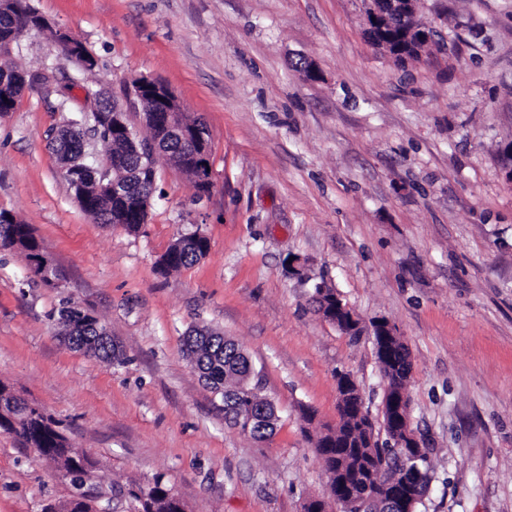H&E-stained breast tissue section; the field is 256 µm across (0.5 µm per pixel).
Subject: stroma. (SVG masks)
I'll return each instance as SVG.
<instances>
[{"mask_svg": "<svg viewBox=\"0 0 512 512\" xmlns=\"http://www.w3.org/2000/svg\"><path fill=\"white\" fill-rule=\"evenodd\" d=\"M30 3L97 58L116 100L137 76L174 90L209 129L212 186L198 195L160 167L135 233L84 213L50 133L85 75L40 33L23 36L14 61L57 80L0 114V210L30 225L60 277L46 285L0 250V381L59 421L104 489L159 475L187 512H303L329 495L313 434L338 420L337 372L381 418L372 324L385 319L410 353V425L430 450L418 512H512V0H420L442 47L403 68L370 42L365 0ZM302 59L319 80L296 71ZM196 231L207 256L161 272ZM321 283L359 336L315 311ZM65 300L94 311L126 365L63 342ZM197 327L251 358L280 417L269 439L225 424L183 350ZM73 493L0 432V512Z\"/></svg>", "mask_w": 512, "mask_h": 512, "instance_id": "35a3bbf8", "label": "stroma"}]
</instances>
